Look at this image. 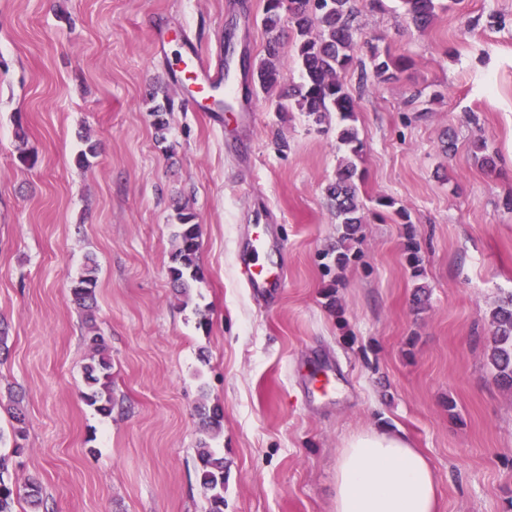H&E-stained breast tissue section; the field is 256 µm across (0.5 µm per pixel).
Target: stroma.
<instances>
[{"instance_id": "stroma-1", "label": "stroma", "mask_w": 512, "mask_h": 512, "mask_svg": "<svg viewBox=\"0 0 512 512\" xmlns=\"http://www.w3.org/2000/svg\"><path fill=\"white\" fill-rule=\"evenodd\" d=\"M264 5L0 0V430L17 399L27 422L11 478L38 479L49 512H203L204 403L224 412V512H334L341 448L382 424L426 455L439 512H512V391L487 358L490 311L512 292V0H437L424 30L398 0L361 9L355 60L375 48L410 65L392 79L344 75L366 222L336 315L323 295L338 235L325 189L350 156L337 115L321 131L259 89L234 111L198 112L171 71L190 49L223 60L229 31L236 55L259 60ZM90 142L96 156L78 163ZM182 212L201 227L204 273L187 299L170 275ZM259 221L288 271L272 301L238 276ZM90 258L108 417L81 396L89 352L70 284ZM421 282L430 300L417 313ZM326 368L339 388L324 396Z\"/></svg>"}]
</instances>
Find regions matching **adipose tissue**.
<instances>
[{
    "mask_svg": "<svg viewBox=\"0 0 512 512\" xmlns=\"http://www.w3.org/2000/svg\"><path fill=\"white\" fill-rule=\"evenodd\" d=\"M334 512H438L435 473L401 434L351 436L336 461Z\"/></svg>",
    "mask_w": 512,
    "mask_h": 512,
    "instance_id": "obj_1",
    "label": "adipose tissue"
}]
</instances>
